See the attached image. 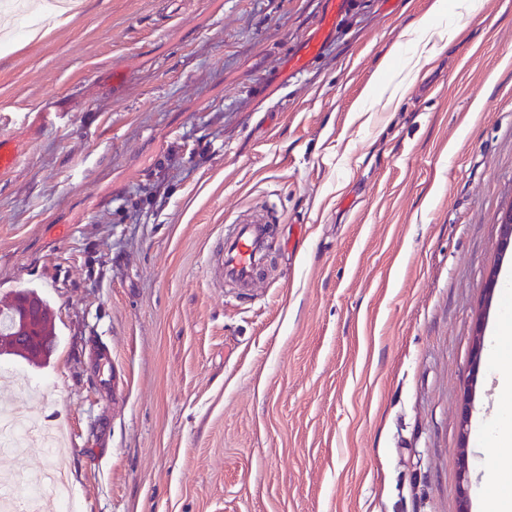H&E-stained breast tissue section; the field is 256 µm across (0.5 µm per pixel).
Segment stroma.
<instances>
[{
	"label": "stroma",
	"instance_id": "obj_1",
	"mask_svg": "<svg viewBox=\"0 0 512 512\" xmlns=\"http://www.w3.org/2000/svg\"><path fill=\"white\" fill-rule=\"evenodd\" d=\"M51 2L0 41V300L35 290L56 348L0 370L64 446L0 475L61 464L71 512H459L464 469L480 512L512 367V0L443 14L387 107L437 0H359L298 75L324 0ZM257 219L277 244L249 290L218 244Z\"/></svg>",
	"mask_w": 512,
	"mask_h": 512
}]
</instances>
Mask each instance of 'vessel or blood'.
<instances>
[{"label": "vessel or blood", "instance_id": "b4317fda", "mask_svg": "<svg viewBox=\"0 0 512 512\" xmlns=\"http://www.w3.org/2000/svg\"><path fill=\"white\" fill-rule=\"evenodd\" d=\"M356 0H328L326 11L306 35L302 45L290 55V68L300 73L310 68L322 55L330 30L339 18L354 9ZM276 246L269 225L235 224L223 243L222 271L225 279L241 288L254 287L264 258Z\"/></svg>", "mask_w": 512, "mask_h": 512}]
</instances>
